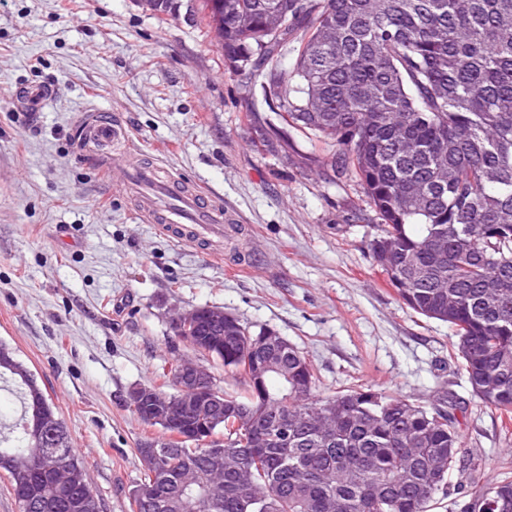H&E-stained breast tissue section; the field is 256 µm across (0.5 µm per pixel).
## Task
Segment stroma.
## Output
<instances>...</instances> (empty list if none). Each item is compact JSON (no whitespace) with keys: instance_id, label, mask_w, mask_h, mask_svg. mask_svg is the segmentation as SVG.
Returning <instances> with one entry per match:
<instances>
[{"instance_id":"1","label":"stroma","mask_w":512,"mask_h":512,"mask_svg":"<svg viewBox=\"0 0 512 512\" xmlns=\"http://www.w3.org/2000/svg\"><path fill=\"white\" fill-rule=\"evenodd\" d=\"M193 3L162 21L138 0H0V342L54 403L104 512H130L137 445L161 433L129 394L190 355L170 320L197 307L288 338L322 391L368 386L425 406L452 394L479 484L512 472V419L473 395L453 329L410 309L373 264L360 188L306 133L271 129L260 86L225 64ZM25 84L55 93L19 112ZM91 105L223 201V258L134 219L76 145Z\"/></svg>"}]
</instances>
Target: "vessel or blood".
I'll list each match as a JSON object with an SVG mask.
<instances>
[{"label":"vessel or blood","mask_w":512,"mask_h":512,"mask_svg":"<svg viewBox=\"0 0 512 512\" xmlns=\"http://www.w3.org/2000/svg\"><path fill=\"white\" fill-rule=\"evenodd\" d=\"M76 134L79 146H100V153L90 156V164L107 174L118 172L113 186L133 201L142 222L178 242L207 248L211 256L221 257L226 221L223 202L198 184L186 182L179 174L146 159L131 144L126 126L99 109L83 111Z\"/></svg>","instance_id":"b4317fda"}]
</instances>
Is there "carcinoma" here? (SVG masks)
Returning a JSON list of instances; mask_svg holds the SVG:
<instances>
[{
	"label": "carcinoma",
	"mask_w": 512,
	"mask_h": 512,
	"mask_svg": "<svg viewBox=\"0 0 512 512\" xmlns=\"http://www.w3.org/2000/svg\"><path fill=\"white\" fill-rule=\"evenodd\" d=\"M208 26L224 36V59L247 76L253 60L265 69L282 120L337 147L330 166L360 186L379 220L368 243L374 264L413 311L455 328L473 394L512 413V0H201ZM293 45L291 72L280 67ZM237 318L209 333L206 318L175 336L244 379L224 392L217 438L208 443L172 433L156 467L132 489L131 512H430L451 494L449 476L474 473L479 462L461 448L456 404L429 408L372 388L315 394L311 364L292 343L274 346L280 371L247 380L244 336H261ZM11 366L0 378L37 396L55 432L45 446L26 429L29 414L0 438L29 481V507L19 512H85L94 495L63 421L33 374L0 343ZM240 407L269 424L264 446L237 425ZM336 413L326 435L307 414ZM56 449L77 483H52L29 463ZM224 449L234 458L224 486H211L208 467ZM197 482L177 501L174 478L185 465ZM157 499L137 488L159 485ZM457 493L466 512H494L509 500L505 477Z\"/></svg>",
	"instance_id": "carcinoma-1"
}]
</instances>
